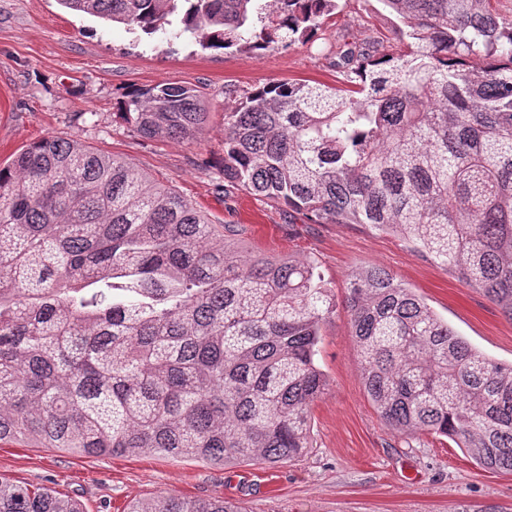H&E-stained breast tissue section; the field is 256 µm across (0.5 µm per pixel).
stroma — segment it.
I'll list each match as a JSON object with an SVG mask.
<instances>
[{"label":"stroma","mask_w":512,"mask_h":512,"mask_svg":"<svg viewBox=\"0 0 512 512\" xmlns=\"http://www.w3.org/2000/svg\"><path fill=\"white\" fill-rule=\"evenodd\" d=\"M378 0H347L316 38L285 51L204 50L138 37L58 0H0V165L47 136L78 138L173 187L213 223L233 224L245 250L313 262L336 296L318 362L328 386L310 410L312 446L292 462L215 465L154 453L84 456L0 445V477L47 487L84 512H127L166 495L222 497L244 512H512V473L483 469L448 438L393 429L361 379L359 347L343 302L353 272L379 265L424 299L477 350L512 362V321L480 289L400 237L366 224H312L243 191L219 193L224 115L243 92L277 80L339 86L336 43L373 35L400 46ZM160 82L203 91L208 120L195 143L145 140L116 117L132 87Z\"/></svg>","instance_id":"1"}]
</instances>
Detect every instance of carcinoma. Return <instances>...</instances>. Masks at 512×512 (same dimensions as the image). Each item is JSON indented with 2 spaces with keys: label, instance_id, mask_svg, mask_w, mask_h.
I'll list each match as a JSON object with an SVG mask.
<instances>
[{
  "label": "carcinoma",
  "instance_id": "cac0c4a2",
  "mask_svg": "<svg viewBox=\"0 0 512 512\" xmlns=\"http://www.w3.org/2000/svg\"><path fill=\"white\" fill-rule=\"evenodd\" d=\"M204 49L278 51L316 37L339 0H58ZM402 47L336 45L352 88L278 80L224 114V188L314 224L398 235L512 320V19L490 0H378ZM487 60L478 70L472 56ZM145 139L197 141L195 87L132 89ZM171 187L77 138L0 167V443L88 456L284 463L311 447L310 406L336 296L314 263L246 253ZM345 308L377 414L512 472V363L487 357L380 266ZM0 512H84L0 477ZM128 512H240L158 496Z\"/></svg>",
  "mask_w": 512,
  "mask_h": 512
}]
</instances>
